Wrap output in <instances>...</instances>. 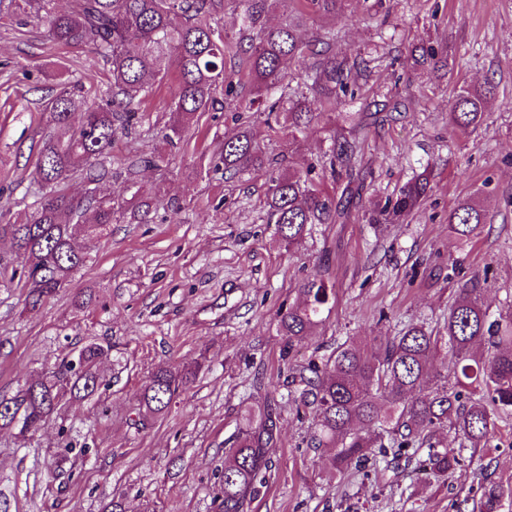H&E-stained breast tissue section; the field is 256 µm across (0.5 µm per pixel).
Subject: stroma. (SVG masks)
I'll list each match as a JSON object with an SVG mask.
<instances>
[{
	"label": "stroma",
	"mask_w": 512,
	"mask_h": 512,
	"mask_svg": "<svg viewBox=\"0 0 512 512\" xmlns=\"http://www.w3.org/2000/svg\"><path fill=\"white\" fill-rule=\"evenodd\" d=\"M312 41L334 30L331 51L367 62L354 101L325 109L303 133L266 123L247 104L232 4L206 14L230 43L226 72L240 75L232 96L199 114L182 142L168 146L175 74L155 83L138 106L145 118L112 145L110 179L97 192L115 211L103 235L78 240L86 263L37 315L23 310L18 283L0 286V395H12L43 366L98 342L110 387L91 400L63 403L28 443L0 433V483L14 491L10 512H102L111 499L126 512H215L224 450L247 415L272 411L275 439L268 484L247 512H457L485 487H512V416L498 420L486 452L463 450L453 474L426 476L417 464L367 463L329 478L322 449L311 447L312 417L288 401L290 369L326 360L346 340L374 347L396 327L439 328L454 289L452 267L487 275L491 314L512 308V0H346L342 13H301ZM440 44L444 65L417 62L419 47ZM497 87L484 121L448 125V103L464 85ZM106 90L108 71L91 47L51 42L43 26L0 10V208L31 210L32 172L48 133L43 108L74 84ZM399 105L384 123L359 128L349 115ZM248 130L264 149L262 171L217 169L225 135ZM359 140V196L343 192L324 154L337 131ZM311 166V179L349 205L342 224H322L290 250L267 224L270 173ZM428 175L424 205L400 224H369L367 210L395 195L414 174ZM480 197L486 222L458 240L448 214ZM149 207L148 222L130 203ZM322 278L335 300L313 339L283 356L277 313ZM200 365L195 382L162 416L135 425V396L160 367ZM85 437L64 470L55 461L67 428Z\"/></svg>",
	"instance_id": "35a3bbf8"
}]
</instances>
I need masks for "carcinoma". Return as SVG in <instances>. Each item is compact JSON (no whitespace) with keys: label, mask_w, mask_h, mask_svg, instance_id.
I'll return each mask as SVG.
<instances>
[{"label":"carcinoma","mask_w":512,"mask_h":512,"mask_svg":"<svg viewBox=\"0 0 512 512\" xmlns=\"http://www.w3.org/2000/svg\"><path fill=\"white\" fill-rule=\"evenodd\" d=\"M16 9L43 25L48 37L64 45H88L109 67L112 103L103 106L82 90L57 95L46 106L50 133L42 142L34 178L42 195L25 217L6 220L0 213V241L10 242V256L0 255V282L19 280L26 292V306L39 311L47 300L71 285L73 273L85 257L76 247L84 234L101 233L112 224V198L87 195L76 198L66 183L79 177L89 183L107 178L100 158L112 151L119 131L139 122L131 105L146 96L170 67L177 72V91L166 111L172 120L163 139L182 137L197 119L216 104L218 85L233 88L234 75L224 73V30L200 20L214 0H70L63 12L50 8L52 0H12ZM238 11V32L250 42L247 69L257 91L281 89L277 101L265 109L267 117L286 103L288 122L302 132L318 117L322 106L339 105L354 98L358 66L346 58L317 55L323 61L313 67L309 92L286 93L288 61L304 56L295 24H266L274 0H231ZM323 14L342 9L344 0H306ZM493 88L464 86L448 103V123L469 128L486 115ZM81 114L74 125L73 115ZM359 146L355 140L336 135L329 149L331 169L353 172ZM224 171L237 173L264 164L260 145L247 131L224 136L219 153ZM268 219L290 248H297L318 224H339L348 209L309 184L308 174L294 171L269 179ZM428 178L413 176L368 217L370 224H397L424 204ZM486 213L475 196L460 201L448 213L450 231L461 239L478 234ZM485 280L474 273L455 289L443 330L422 325L404 326L390 337L382 351L373 353L343 343L324 363L310 361L291 375L288 396L297 407L313 415L311 444L333 448L324 462L333 475L380 458L397 460L426 448L424 468L442 477L461 461V449L485 448L496 429L495 414H512V313L490 319L481 293ZM303 301L278 316V328L288 349L311 339L329 303L323 280L315 277L303 288ZM487 342L493 352L483 356L473 346ZM451 355L449 374L431 375V367L445 365ZM108 348L89 343L53 371L38 374L13 396H0V432L24 439L34 435L55 412L64 397L80 402L94 396L102 384L97 371ZM201 370L159 368L139 393L138 420L163 414L173 398ZM475 389L482 397L462 401V391ZM225 449L222 480L214 497L217 512H244L265 483L271 468L267 450L276 423L268 413L247 418ZM451 431L459 448L440 445L439 436ZM504 491L496 485L484 489L480 512H501Z\"/></svg>","instance_id":"1"}]
</instances>
